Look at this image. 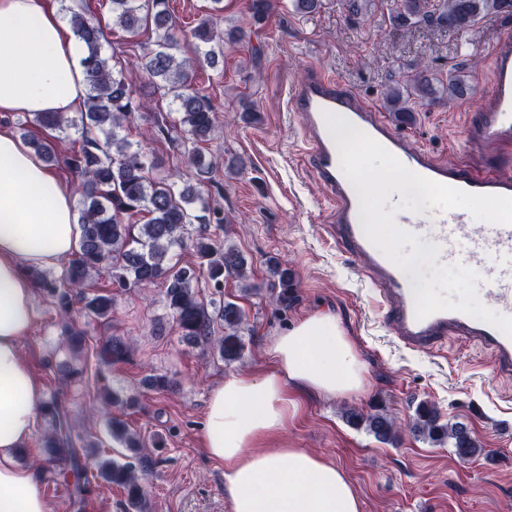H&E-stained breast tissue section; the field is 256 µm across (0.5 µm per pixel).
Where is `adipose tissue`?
<instances>
[{
	"label": "adipose tissue",
	"instance_id": "1",
	"mask_svg": "<svg viewBox=\"0 0 512 512\" xmlns=\"http://www.w3.org/2000/svg\"><path fill=\"white\" fill-rule=\"evenodd\" d=\"M81 42L50 0H0V114L69 112L86 94ZM80 242L74 199L42 160L0 129V512H48L34 470L15 462L34 431L41 385L20 351L33 327L27 267L57 263ZM270 366L215 386L203 422L207 454L224 466L232 512H361L344 470L298 448H272L288 421V389L326 397L366 389L365 368L331 312L276 336Z\"/></svg>",
	"mask_w": 512,
	"mask_h": 512
}]
</instances>
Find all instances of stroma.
I'll return each instance as SVG.
<instances>
[{"instance_id":"obj_1","label":"stroma","mask_w":512,"mask_h":512,"mask_svg":"<svg viewBox=\"0 0 512 512\" xmlns=\"http://www.w3.org/2000/svg\"><path fill=\"white\" fill-rule=\"evenodd\" d=\"M247 3L222 0L219 29L243 28L247 40L225 45L218 66L197 60L193 86L217 107L216 131L200 148L224 163L198 189L221 210L224 222L191 225L189 244L178 255L182 264L199 266L192 241L217 235L229 238L247 259L257 286L253 293L241 294L233 274H225L219 290L207 274L199 276L208 308L230 299L245 309L243 359L228 365L208 347L183 342L159 283L119 295L108 321L75 307L72 323L87 336L81 355L72 356L51 299L37 288L38 318L20 349L42 386L43 399L61 404L76 446L95 441L99 454L117 458L123 449L112 442L105 421L88 414L104 390L117 391L129 401L119 413L140 436L141 453L151 462L144 479L149 512H231L224 497V468L203 448L209 393L226 377L258 373L275 336L327 309L336 313L359 350L367 388L336 399L289 388L296 409L273 447L300 448L343 469L363 512H512V375L498 371L485 349L460 336L422 351L395 338L367 279L324 230L333 220L331 206L301 161L303 133L287 108L293 84L312 67L380 108L388 84L411 65L427 62L443 81L459 67L467 74L468 97L416 108L401 129L435 158L457 167L482 169L502 160L512 164V155L470 144L462 124L465 110L490 94L488 53L506 30L503 16L485 15L468 31L456 33L393 25L395 0H370L365 18L357 21L346 18L342 0H322L312 16L295 13L291 0H277L257 24ZM108 42L123 53L128 83L140 88L146 74L137 61L148 36L133 38L115 28ZM247 106L258 121H240ZM154 116L135 118L131 140L145 148L159 171L191 179L179 142L158 137ZM272 260L295 274L296 297L285 308L271 300L266 288ZM111 336L132 340L134 348L126 361L105 366L95 351ZM153 374L173 379L174 390H147L143 381ZM424 401L433 403L443 420L465 424L483 454L462 462L450 447L409 435L394 447L345 419L350 409L379 407L404 421ZM54 471L49 463L39 472L49 512H125L121 491L97 478L88 484L83 503L75 504L71 486L55 480Z\"/></svg>"}]
</instances>
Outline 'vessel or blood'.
Instances as JSON below:
<instances>
[{"label": "vessel or blood", "mask_w": 512, "mask_h": 512, "mask_svg": "<svg viewBox=\"0 0 512 512\" xmlns=\"http://www.w3.org/2000/svg\"><path fill=\"white\" fill-rule=\"evenodd\" d=\"M492 91L466 123L471 140L488 143L503 153L512 152V34L504 33L489 51ZM304 132L306 159L328 194L334 222L327 234L358 262L359 271L375 289L387 314L388 325L407 348L426 349L453 334L481 345L499 369L512 372V337L493 325L458 311H440L417 318L414 285L366 237L358 195L341 167L335 136L327 115L340 112L362 132L383 145L414 173L475 194L512 197V169L493 167L465 170L437 160L413 145L406 133L375 105L358 101L336 80L313 69L296 83L290 98ZM398 226L440 248V259L459 264L481 277L479 301L495 312L512 316V225L474 224L458 209L395 216Z\"/></svg>", "instance_id": "vessel-or-blood-1"}]
</instances>
